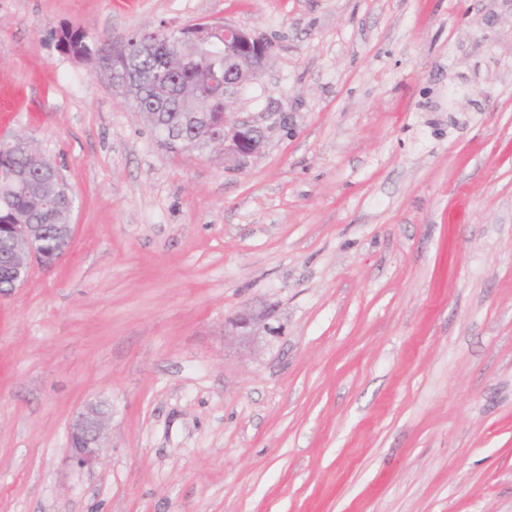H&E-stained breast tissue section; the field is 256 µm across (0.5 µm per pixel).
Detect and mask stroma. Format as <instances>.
Segmentation results:
<instances>
[{
	"label": "stroma",
	"instance_id": "1",
	"mask_svg": "<svg viewBox=\"0 0 512 512\" xmlns=\"http://www.w3.org/2000/svg\"><path fill=\"white\" fill-rule=\"evenodd\" d=\"M199 20L272 44L240 171L56 45ZM2 89L75 234L0 299V512H512V0H0ZM104 429V413L89 404L69 428L70 460L79 467H91L98 460Z\"/></svg>",
	"mask_w": 512,
	"mask_h": 512
}]
</instances>
